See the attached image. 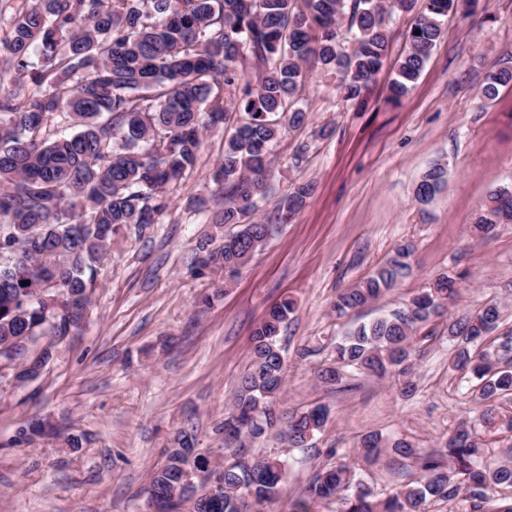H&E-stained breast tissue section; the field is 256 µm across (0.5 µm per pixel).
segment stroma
Here are the masks:
<instances>
[{"instance_id": "35a3bbf8", "label": "stroma", "mask_w": 512, "mask_h": 512, "mask_svg": "<svg viewBox=\"0 0 512 512\" xmlns=\"http://www.w3.org/2000/svg\"><path fill=\"white\" fill-rule=\"evenodd\" d=\"M496 65L512 67V0H479L475 15L449 18L400 103L387 100L389 70L360 112L340 95L335 74L312 71L301 92L311 126L283 133L270 155L269 193L257 213L269 238L230 280L190 271L197 243L222 239L211 215L222 203L213 174L224 133H206L197 165L170 194V211L109 246L87 317L41 375L21 385L12 368L0 369V512H147L144 488L175 432L191 425L200 447L222 446L216 426L250 362L251 331L287 296L297 306L280 334L279 408L322 404L330 418L310 448L288 447L275 431L250 445L249 456L279 457L289 470L265 512H292L328 449L358 447L366 434L442 446L474 408L467 382L449 367L456 343L447 334L422 341L407 395L394 375L350 370L329 387L316 369L353 324L398 308L443 273L460 282L449 316L498 302L506 307L502 327L512 330V224L483 241L469 236L490 196L512 189V84L480 100ZM320 126L327 137H314ZM437 161L448 182L423 209L413 192ZM306 181L312 195L282 223L281 199ZM401 247L411 252L410 274L337 317V294ZM206 295L211 305H201ZM68 435L78 447H68ZM352 462L380 495L418 472L391 451L372 464Z\"/></svg>"}]
</instances>
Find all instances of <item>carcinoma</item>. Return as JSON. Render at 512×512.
Returning a JSON list of instances; mask_svg holds the SVG:
<instances>
[{"label": "carcinoma", "instance_id": "1", "mask_svg": "<svg viewBox=\"0 0 512 512\" xmlns=\"http://www.w3.org/2000/svg\"><path fill=\"white\" fill-rule=\"evenodd\" d=\"M476 0H0V345L23 336L46 338L38 360L82 322L98 285L100 262L112 238L143 232L171 206L169 191L193 171L204 133L224 127L216 183L224 205L211 216L217 227L240 230L213 248L196 247L194 274L221 268L237 273L263 245L266 225L255 217L267 197L270 146L284 127L309 124L298 107L307 69L319 65L339 75L344 100L362 106L388 64L391 32L386 15L415 14L404 53L393 66L387 100L408 95L443 35L444 20ZM420 34H414V31ZM352 42L351 51L345 41ZM38 55V62L32 55ZM512 83V68L492 67L481 99H495ZM71 127L67 136L59 129ZM447 169L430 166L414 197L430 204L446 184ZM314 186L300 183L282 200V214L299 211ZM512 223V191L494 192L471 224L473 237H489ZM406 248L358 284L340 291V316L378 300L411 270ZM53 281L50 300L37 301L21 282ZM458 294L456 279L440 275L433 287L336 343L334 360L317 371L334 385L348 368L372 376L396 373L404 390L417 333L445 314ZM295 300L274 304L251 335V363L231 409L218 427L237 425L246 438L263 435L279 417H254L258 403L280 396L285 360L281 328ZM501 307L490 303L448 322L458 349L451 368L475 381L480 405L474 422L448 434L442 448L425 451L404 440L394 453L418 462L417 478L383 497L358 479L338 448L336 463L317 470L293 512L334 499L339 512H428L430 501L464 498L469 512H512V499L491 503L493 486L512 487V457L491 459L474 427L512 432V415L496 402L512 401V331L495 334ZM328 410L316 405L288 418L293 448L322 431ZM181 432L149 478L158 499L180 486L186 445ZM385 444L369 434L358 456L378 459ZM223 492L206 512H262L287 481L285 463L265 455L256 468L212 471Z\"/></svg>", "mask_w": 512, "mask_h": 512}]
</instances>
